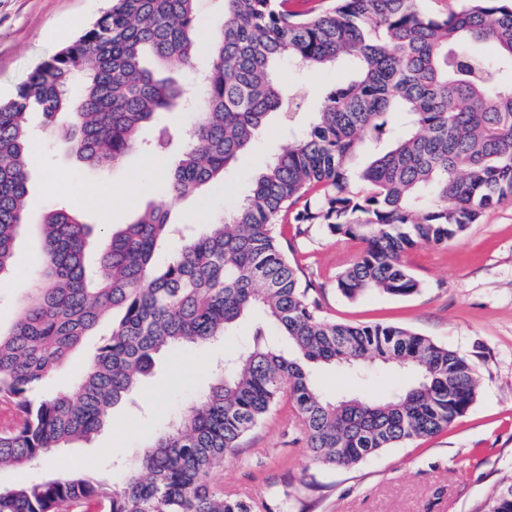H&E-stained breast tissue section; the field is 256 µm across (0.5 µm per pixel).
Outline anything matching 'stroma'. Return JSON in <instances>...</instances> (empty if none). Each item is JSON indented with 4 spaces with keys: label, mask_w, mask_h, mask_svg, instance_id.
Wrapping results in <instances>:
<instances>
[{
    "label": "stroma",
    "mask_w": 512,
    "mask_h": 512,
    "mask_svg": "<svg viewBox=\"0 0 512 512\" xmlns=\"http://www.w3.org/2000/svg\"><path fill=\"white\" fill-rule=\"evenodd\" d=\"M108 0H0V101L12 99L33 68L93 23ZM182 113L164 115L161 124L143 128L155 138L168 125L172 142L162 152L134 153L116 167L96 169L82 163L61 138L50 136L38 112L28 113L37 152L33 157L25 222L15 241L17 271L0 280V327L9 328L37 285L39 225L51 210L71 203L70 190L110 186L115 196L113 224H129L158 202V178L176 161ZM277 117H270L243 164L225 181L169 202V220L199 229L219 223L240 201L247 177L285 147ZM142 190L126 196L131 178ZM56 190H44L46 180ZM291 261L321 288L325 315L349 324L382 323L412 329L472 358L479 392L469 412L448 430L410 444L389 448L356 466L331 471L311 460L301 421L288 400H281L212 474L225 494L251 501L254 512H482L500 483L512 480V203L487 212L458 240L441 246L421 245L406 256L422 290L411 297L371 292L343 297L337 276L361 254L364 245L344 241L321 228L291 234ZM251 321L230 329L225 341L188 346L156 357L143 378L136 402L113 408L106 426L91 441L58 451L52 465L33 463L25 473L0 471V486L21 475L42 479L82 470L108 472L116 458L132 460L152 433L161 431L184 406L200 397L212 381L213 364L226 349L249 336ZM102 322L92 336L42 386L40 395L75 392L82 365L109 334ZM410 380L393 368L374 369L369 383L324 368L317 372L320 392L357 391L382 399Z\"/></svg>",
    "instance_id": "1"
}]
</instances>
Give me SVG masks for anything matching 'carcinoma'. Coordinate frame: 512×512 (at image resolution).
<instances>
[{
	"instance_id": "cac0c4a2",
	"label": "carcinoma",
	"mask_w": 512,
	"mask_h": 512,
	"mask_svg": "<svg viewBox=\"0 0 512 512\" xmlns=\"http://www.w3.org/2000/svg\"><path fill=\"white\" fill-rule=\"evenodd\" d=\"M218 2L224 22L205 42L199 0H111L0 103L1 280L15 273L24 221L32 162L25 111L39 108L77 158L105 170L143 147L147 124L185 111V90L157 77L144 57L186 73L199 55L210 58L161 200L104 236L95 269L87 265L90 228L75 209L54 210L41 224V284L0 330V404L16 415L0 427V469L89 439L114 406L134 398L161 350L218 342L256 310L263 320L224 357L206 395L121 463L120 479L79 471L21 480L0 488V512H253L249 500L216 492L210 474L282 396L302 421L312 460L334 470L434 436L476 400V365L459 352L408 328L325 317L317 287L288 258L286 225H318L364 244L336 278L344 297H410L422 284L403 253L459 238L486 210L512 201V79L502 76L512 70V0H452L436 11L425 0H332L326 9ZM284 61L350 75L324 93L307 132L288 128V145L224 222L183 232L169 222L167 199L223 179L270 115L291 121L300 112L299 86L279 77ZM62 112L71 122L59 129ZM173 241L175 253L158 262ZM116 311L77 396L34 398ZM376 361L411 372L412 383L378 400H331L315 386L313 366L361 378ZM484 512H512V482L493 491Z\"/></svg>"
}]
</instances>
